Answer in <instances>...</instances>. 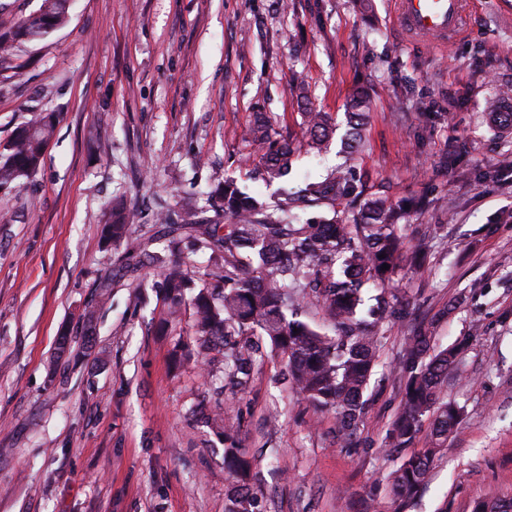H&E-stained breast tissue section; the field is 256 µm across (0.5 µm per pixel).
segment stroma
<instances>
[{
    "instance_id": "1",
    "label": "stroma",
    "mask_w": 512,
    "mask_h": 512,
    "mask_svg": "<svg viewBox=\"0 0 512 512\" xmlns=\"http://www.w3.org/2000/svg\"><path fill=\"white\" fill-rule=\"evenodd\" d=\"M467 2L463 33L443 46L406 37L396 0L369 16L355 0H71L65 26L0 59V143L31 112L59 115L38 173L0 190V512H225L232 481L207 417L228 398L265 512H393L384 437L401 393L389 369L443 309L439 345L473 338L445 389L463 422L404 512L512 498V223L498 220L512 212V129L485 110L512 86V0ZM299 76L302 101L290 93ZM361 88L355 176L390 204L424 199L405 233L430 258L395 281L407 314L382 329L364 445L345 448L333 412L285 391L280 356L230 398L220 354L186 355L193 311L167 320L156 276L105 246L99 220L123 202L133 233L151 226L169 255L160 213L195 206L217 220L206 193L227 177L272 195L249 136L256 114L303 142L302 113H328L327 151L293 158L295 181L316 179L347 161ZM93 304L92 343L60 352L61 328L81 332ZM368 108L369 101L366 93L363 91L357 92L351 100V109L353 112H350L355 123L351 125V131L349 132L347 142L345 143L350 154L358 153L364 147L363 132L365 129V117Z\"/></svg>"
}]
</instances>
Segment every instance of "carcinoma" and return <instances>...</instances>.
<instances>
[{
	"label": "carcinoma",
	"instance_id": "obj_1",
	"mask_svg": "<svg viewBox=\"0 0 512 512\" xmlns=\"http://www.w3.org/2000/svg\"><path fill=\"white\" fill-rule=\"evenodd\" d=\"M67 0H42L39 10L45 25L25 17L12 31L0 34V55L12 43L47 37L69 18ZM368 97L360 91L351 100L352 117L346 148L364 147ZM58 116L34 112L0 146V188L35 175L53 136ZM309 151L318 154L332 128L325 114L303 113ZM251 135L261 146L262 176L272 185L288 176L292 158L300 151L295 142L279 135L271 118H256ZM224 211L229 223L205 221L195 209L176 216L164 214L170 242L203 244L215 253L208 279L224 283L212 288L207 279L194 278L176 256L162 258L152 250L154 237L132 247L135 265L159 270L158 288L168 315L177 318L192 305L195 334L201 352L224 357V381L231 389L247 387L251 372L265 355V347L286 362L287 376L303 398L336 415L337 435L350 448L358 446V424L366 407L364 395L378 364L379 327L403 317L406 305L392 288L400 271L423 266L427 255L420 244L411 245L401 233L400 221L408 208H388L385 201L357 184L351 169L338 166L323 180L308 182L297 191H280L270 203L243 191L235 179H224L208 195ZM295 203H313L325 210L304 221L290 214ZM134 214L122 207L103 218L106 245L130 244ZM389 269L381 270L382 265ZM376 285L375 304L363 310L364 290ZM310 299L325 310L329 329L298 319L299 300ZM448 308L421 321L403 346L393 369L402 391L400 408L389 429L385 447L400 458L391 473L393 500H413L429 483L434 455L457 432L462 407L448 401L444 387L448 369L468 347L458 340L438 347L435 330ZM224 435V468L235 482L226 512H261L259 498L250 489L254 461L240 448L241 421L230 412L213 417ZM421 449L406 455L422 430Z\"/></svg>",
	"mask_w": 512,
	"mask_h": 512
}]
</instances>
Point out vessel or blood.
<instances>
[{
    "mask_svg": "<svg viewBox=\"0 0 512 512\" xmlns=\"http://www.w3.org/2000/svg\"><path fill=\"white\" fill-rule=\"evenodd\" d=\"M396 19L417 40L457 37L465 20L464 0H397Z\"/></svg>",
    "mask_w": 512,
    "mask_h": 512,
    "instance_id": "vessel-or-blood-1",
    "label": "vessel or blood"
}]
</instances>
